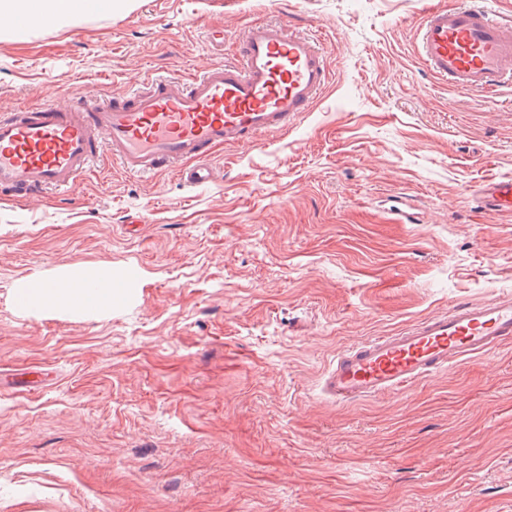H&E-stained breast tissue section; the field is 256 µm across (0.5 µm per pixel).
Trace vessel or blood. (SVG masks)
I'll return each instance as SVG.
<instances>
[{"mask_svg": "<svg viewBox=\"0 0 512 512\" xmlns=\"http://www.w3.org/2000/svg\"><path fill=\"white\" fill-rule=\"evenodd\" d=\"M415 52L426 71L468 92L512 85V18L464 0H427ZM328 55L289 22L254 23L238 56L191 80L146 79L134 92L98 102L73 92L65 106L0 114V192L28 197L68 192L103 154L133 175L178 168L189 184L210 182L221 147L282 135L328 86ZM482 209L512 215V178L478 189ZM512 342V294L453 305L390 336L338 351L323 382L339 402L368 399Z\"/></svg>", "mask_w": 512, "mask_h": 512, "instance_id": "obj_1", "label": "vessel or blood"}]
</instances>
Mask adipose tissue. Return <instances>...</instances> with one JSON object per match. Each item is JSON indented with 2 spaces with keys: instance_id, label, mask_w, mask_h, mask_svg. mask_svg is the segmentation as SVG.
I'll use <instances>...</instances> for the list:
<instances>
[{
  "instance_id": "obj_1",
  "label": "adipose tissue",
  "mask_w": 512,
  "mask_h": 512,
  "mask_svg": "<svg viewBox=\"0 0 512 512\" xmlns=\"http://www.w3.org/2000/svg\"><path fill=\"white\" fill-rule=\"evenodd\" d=\"M114 6V0H95L91 6L84 0H0V21H13L24 15H47L63 22L83 15L90 8L109 12ZM128 284V278L112 274L111 270L87 268L77 276L63 274L49 281L22 284L16 290L15 300L25 311L76 309L98 314L112 310L127 297Z\"/></svg>"
}]
</instances>
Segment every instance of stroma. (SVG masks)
I'll return each instance as SVG.
<instances>
[{
  "instance_id": "1",
  "label": "stroma",
  "mask_w": 512,
  "mask_h": 512,
  "mask_svg": "<svg viewBox=\"0 0 512 512\" xmlns=\"http://www.w3.org/2000/svg\"><path fill=\"white\" fill-rule=\"evenodd\" d=\"M424 0H124L0 30V113L217 62L249 25L320 36L333 79L283 136L186 186L102 159L73 192L0 195V512H512V344L336 403L352 342L512 293V87L452 91L413 50ZM414 206L392 221V199ZM131 279L109 315L20 313L28 279ZM480 207L512 215V178L499 177L482 183L478 189Z\"/></svg>"
}]
</instances>
